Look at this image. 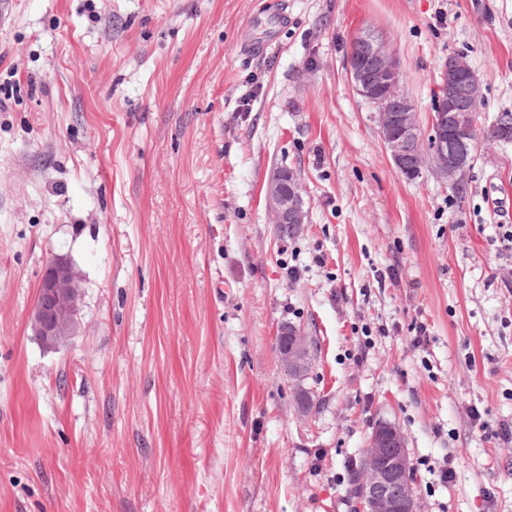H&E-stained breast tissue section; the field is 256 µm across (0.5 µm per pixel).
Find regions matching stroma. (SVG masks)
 Listing matches in <instances>:
<instances>
[{"label": "stroma", "instance_id": "obj_1", "mask_svg": "<svg viewBox=\"0 0 512 512\" xmlns=\"http://www.w3.org/2000/svg\"><path fill=\"white\" fill-rule=\"evenodd\" d=\"M365 30L421 128L448 55L478 72L461 192L392 165L346 74ZM500 112L512 0H0V512H355L381 420L422 512H512ZM280 163L310 198L284 238ZM55 257L82 295L47 351L28 315ZM284 323L312 343L305 419ZM265 200L272 224L282 237L294 234L309 223L307 190L297 172L286 164L277 165L265 186Z\"/></svg>", "mask_w": 512, "mask_h": 512}]
</instances>
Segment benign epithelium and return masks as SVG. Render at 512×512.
<instances>
[{
  "label": "benign epithelium",
  "instance_id": "benign-epithelium-1",
  "mask_svg": "<svg viewBox=\"0 0 512 512\" xmlns=\"http://www.w3.org/2000/svg\"><path fill=\"white\" fill-rule=\"evenodd\" d=\"M347 74L355 94L375 108L381 140L397 171L413 180L430 164L451 189L458 188L474 162L476 114L482 97L480 79L467 57L451 55L441 68L426 146L415 105L400 86L399 62L382 40L370 32L358 33ZM491 127L494 141L512 143V112L498 113ZM265 200L279 235L293 234L309 223L306 187L288 165H278L270 173ZM80 296L72 265L60 257L51 259L29 316V327L44 348L56 350L75 335ZM278 353L295 389L296 411L307 417L315 404L313 391L301 385L312 361L307 336L293 324L281 325ZM352 495L356 512H421L406 439L395 424L381 421L373 428Z\"/></svg>",
  "mask_w": 512,
  "mask_h": 512
}]
</instances>
